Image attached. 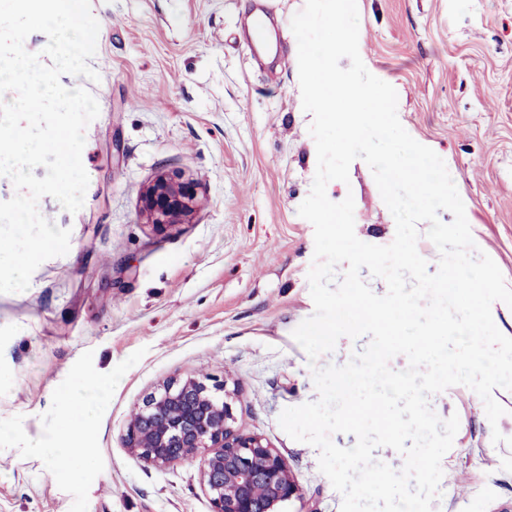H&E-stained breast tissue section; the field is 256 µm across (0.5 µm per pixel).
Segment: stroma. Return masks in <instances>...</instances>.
<instances>
[{
    "mask_svg": "<svg viewBox=\"0 0 512 512\" xmlns=\"http://www.w3.org/2000/svg\"><path fill=\"white\" fill-rule=\"evenodd\" d=\"M273 4L274 64L245 45L255 0H91L99 79L60 78L99 105L85 131L84 204L72 213L40 198V214L70 230V249L35 270L32 288L0 293V512H211L200 461L148 467L124 441L144 398L186 376L236 390L237 427L287 458L303 496L283 512H340L319 449L278 418L318 399L313 366L344 365L369 339L340 338L313 363L292 337L314 312V228L298 208L317 156L290 24L305 0ZM357 8L363 63L396 90L406 131L448 163L476 246L512 288V0ZM163 170L196 182L200 202L189 223L160 234L140 218L139 199ZM326 193L353 196L361 241H393L394 218L364 160ZM102 372L112 388L97 426L70 438L56 395L77 374ZM493 397L506 410L494 426L467 386L430 396L440 418L459 417L433 512H512V391ZM29 437L82 448L77 472L54 475L27 458Z\"/></svg>",
    "mask_w": 512,
    "mask_h": 512,
    "instance_id": "1",
    "label": "stroma"
}]
</instances>
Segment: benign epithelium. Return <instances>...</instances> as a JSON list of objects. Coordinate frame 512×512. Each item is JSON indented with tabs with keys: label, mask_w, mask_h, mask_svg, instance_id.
<instances>
[{
	"label": "benign epithelium",
	"mask_w": 512,
	"mask_h": 512,
	"mask_svg": "<svg viewBox=\"0 0 512 512\" xmlns=\"http://www.w3.org/2000/svg\"><path fill=\"white\" fill-rule=\"evenodd\" d=\"M197 185L180 172H161L140 193V215L158 232L190 221ZM235 390L196 377L172 379L134 412L126 448L146 466L201 461L211 512H282L300 487L287 458L258 435L236 426Z\"/></svg>",
	"instance_id": "benign-epithelium-1"
}]
</instances>
